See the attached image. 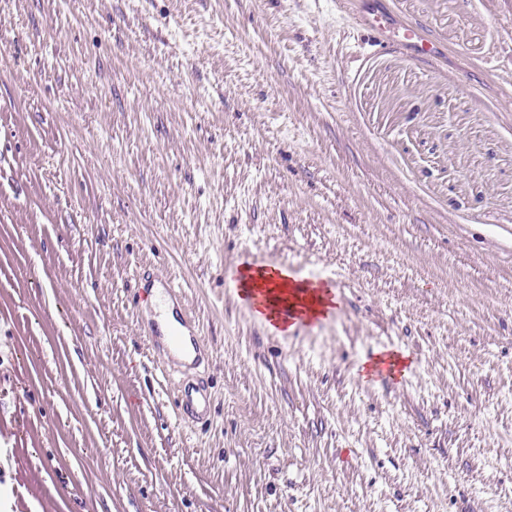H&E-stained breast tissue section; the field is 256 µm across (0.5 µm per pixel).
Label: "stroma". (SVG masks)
<instances>
[{
	"label": "stroma",
	"instance_id": "stroma-1",
	"mask_svg": "<svg viewBox=\"0 0 512 512\" xmlns=\"http://www.w3.org/2000/svg\"><path fill=\"white\" fill-rule=\"evenodd\" d=\"M0 0V512H512V0ZM334 279L283 338L242 252ZM211 349L181 423L134 303ZM408 355L363 375L372 349ZM380 0H342L339 10L375 38L376 45L386 48L394 45L413 55L437 62L443 51L439 44L428 39L419 26L397 22ZM180 394L174 411L180 422L203 423L212 411V399L206 383L200 379H188L180 383Z\"/></svg>",
	"mask_w": 512,
	"mask_h": 512
}]
</instances>
